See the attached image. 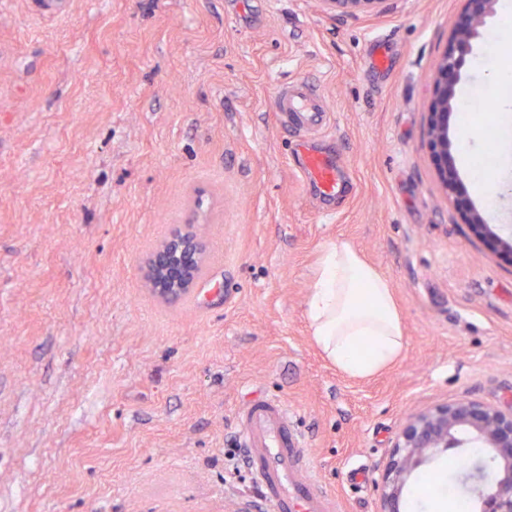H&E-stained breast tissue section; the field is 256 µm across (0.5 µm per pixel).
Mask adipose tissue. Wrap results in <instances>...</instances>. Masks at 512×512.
I'll return each instance as SVG.
<instances>
[{
	"mask_svg": "<svg viewBox=\"0 0 512 512\" xmlns=\"http://www.w3.org/2000/svg\"><path fill=\"white\" fill-rule=\"evenodd\" d=\"M306 318L314 345L353 378L376 374L405 348L389 279L343 240L329 242L321 251Z\"/></svg>",
	"mask_w": 512,
	"mask_h": 512,
	"instance_id": "ef3b65f1",
	"label": "adipose tissue"
}]
</instances>
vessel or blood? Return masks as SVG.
<instances>
[{
  "instance_id": "obj_1",
  "label": "vessel or blood",
  "mask_w": 512,
  "mask_h": 512,
  "mask_svg": "<svg viewBox=\"0 0 512 512\" xmlns=\"http://www.w3.org/2000/svg\"><path fill=\"white\" fill-rule=\"evenodd\" d=\"M277 111L283 123L311 131L328 111L323 94L306 81L279 88ZM305 172L319 190L334 194L336 170L327 156L307 150ZM250 467L274 512H340L339 503L314 475L306 448L280 400H257L239 414Z\"/></svg>"
}]
</instances>
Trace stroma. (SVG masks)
Masks as SVG:
<instances>
[{
  "label": "stroma",
  "instance_id": "stroma-1",
  "mask_svg": "<svg viewBox=\"0 0 512 512\" xmlns=\"http://www.w3.org/2000/svg\"><path fill=\"white\" fill-rule=\"evenodd\" d=\"M464 0H0V512H263L238 415L285 401L342 512H378L407 416L512 399V266L472 238L424 135ZM489 19L458 93L512 70ZM382 51L383 69L374 53ZM305 80L330 120L327 196L273 110ZM193 224L192 295L146 263ZM389 279L406 348L368 379L315 347L320 250ZM328 9L345 15L379 11L386 0H323Z\"/></svg>",
  "mask_w": 512,
  "mask_h": 512
}]
</instances>
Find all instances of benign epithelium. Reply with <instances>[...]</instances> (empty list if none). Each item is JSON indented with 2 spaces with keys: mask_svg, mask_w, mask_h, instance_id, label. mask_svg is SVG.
Wrapping results in <instances>:
<instances>
[{
  "mask_svg": "<svg viewBox=\"0 0 512 512\" xmlns=\"http://www.w3.org/2000/svg\"><path fill=\"white\" fill-rule=\"evenodd\" d=\"M323 2L330 10L357 15L380 10L386 0ZM464 2V16L442 56L434 80L426 138L438 179L446 194L464 212L472 236L492 254L512 265V229L505 235L497 233L481 212L468 203L451 155L448 117L457 108L456 86L473 42L480 38L497 6V0ZM204 251L203 240L189 227L170 235L148 264L147 280L153 291L168 301L190 293L201 277ZM467 448L485 449L496 472L493 483L481 484L478 476H471L480 503L479 512H512V400H507L503 408L468 397L408 415L377 482L381 500L379 512H403L400 505L404 494L410 492L415 472L439 452L461 454Z\"/></svg>",
  "mask_w": 512,
  "mask_h": 512,
  "instance_id": "7a95c632",
  "label": "benign epithelium"
}]
</instances>
